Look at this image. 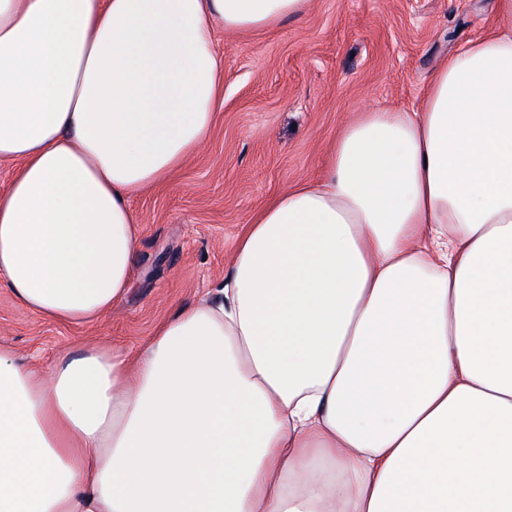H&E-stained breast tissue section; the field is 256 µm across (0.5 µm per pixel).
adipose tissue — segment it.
I'll list each match as a JSON object with an SVG mask.
<instances>
[{
	"label": "adipose tissue",
	"mask_w": 512,
	"mask_h": 512,
	"mask_svg": "<svg viewBox=\"0 0 512 512\" xmlns=\"http://www.w3.org/2000/svg\"><path fill=\"white\" fill-rule=\"evenodd\" d=\"M309 0H0V281L100 320L224 93L214 25ZM359 113L137 354L0 349V512H512V0Z\"/></svg>",
	"instance_id": "ef3b65f1"
}]
</instances>
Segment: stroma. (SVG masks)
<instances>
[{"label":"stroma","mask_w":512,"mask_h":512,"mask_svg":"<svg viewBox=\"0 0 512 512\" xmlns=\"http://www.w3.org/2000/svg\"><path fill=\"white\" fill-rule=\"evenodd\" d=\"M499 0H310L262 33L212 30L224 103L207 139L161 187L135 195L142 225L131 286L92 325H62L0 283V347L48 370L87 340L135 350L181 303L207 296L260 205L317 177L357 112L419 108L431 73L504 26Z\"/></svg>","instance_id":"35a3bbf8"}]
</instances>
